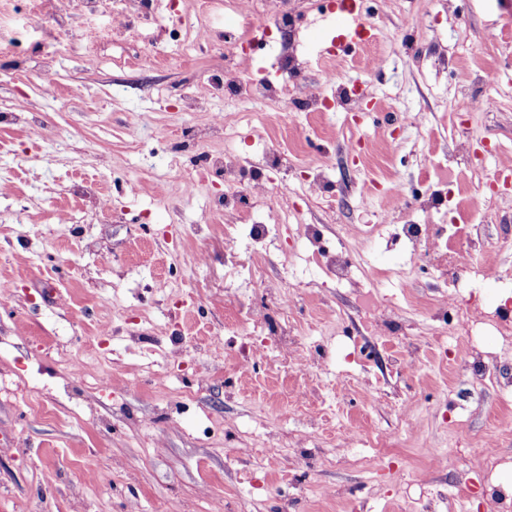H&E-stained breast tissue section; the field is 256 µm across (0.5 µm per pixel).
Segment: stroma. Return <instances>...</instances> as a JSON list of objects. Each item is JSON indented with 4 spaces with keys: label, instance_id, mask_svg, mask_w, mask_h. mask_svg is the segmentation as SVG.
Here are the masks:
<instances>
[{
    "label": "stroma",
    "instance_id": "1",
    "mask_svg": "<svg viewBox=\"0 0 512 512\" xmlns=\"http://www.w3.org/2000/svg\"><path fill=\"white\" fill-rule=\"evenodd\" d=\"M212 2L153 0L191 24L173 42L119 24L113 0L93 15L55 0L63 37H106L65 53L39 0H0V512H408L421 487L434 512H487L486 448L512 489V399L466 366L478 353L512 374V335L491 321L512 309V72L486 111L470 103L475 73L512 58V18L499 0H357L374 36L344 56L334 14L288 0L301 89L331 104L288 117L208 91L225 64ZM222 155L265 174L257 218L299 214L264 248L218 207L223 181L181 190ZM394 179L433 204L405 213ZM462 199L457 251L400 239L407 222L454 223ZM313 226L371 285L377 331L365 297L311 261ZM487 254L499 276L468 294L474 337L433 311Z\"/></svg>",
    "mask_w": 512,
    "mask_h": 512
}]
</instances>
